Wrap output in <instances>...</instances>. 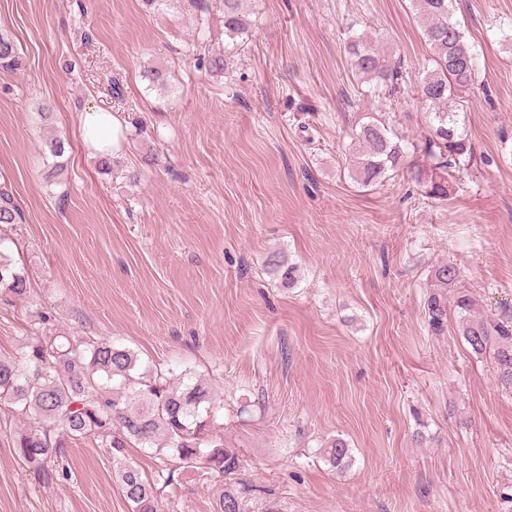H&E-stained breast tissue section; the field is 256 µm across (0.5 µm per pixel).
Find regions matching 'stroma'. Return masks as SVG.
I'll use <instances>...</instances> for the list:
<instances>
[{
  "mask_svg": "<svg viewBox=\"0 0 512 512\" xmlns=\"http://www.w3.org/2000/svg\"><path fill=\"white\" fill-rule=\"evenodd\" d=\"M243 8L251 35L220 74L221 0H0L23 57L0 73V183L24 215L12 236L30 282L0 302V356L43 310L205 379L239 453L243 512H512V393L456 312L436 335L424 306L448 263L484 315L512 308V0H455L477 54L460 114L474 157L442 203L409 170L372 190L351 177L364 113L427 132L415 87L429 50L409 0ZM352 30L403 61L397 98L359 94ZM92 105L129 124L110 177L83 141ZM54 135L71 145L61 187L45 179ZM273 255L294 283L269 271ZM18 426L0 412V512H132L97 441L68 445L48 483L15 458ZM338 437L341 473L321 454ZM225 482L176 470L160 512H219Z\"/></svg>",
  "mask_w": 512,
  "mask_h": 512,
  "instance_id": "1",
  "label": "stroma"
}]
</instances>
